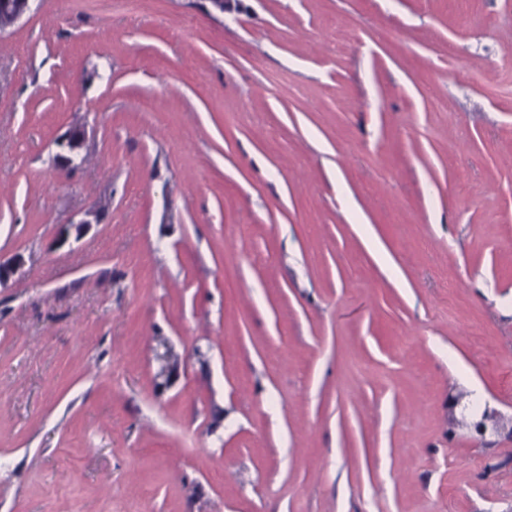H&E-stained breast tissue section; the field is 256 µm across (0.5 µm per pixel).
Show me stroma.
<instances>
[{
	"instance_id": "stroma-1",
	"label": "stroma",
	"mask_w": 512,
	"mask_h": 512,
	"mask_svg": "<svg viewBox=\"0 0 512 512\" xmlns=\"http://www.w3.org/2000/svg\"><path fill=\"white\" fill-rule=\"evenodd\" d=\"M17 257L0 512H512V0H35ZM460 414L458 424L474 431L486 443H490V438L498 436L508 426L512 434V416L509 420H505L500 414L489 409H485L480 415H475L465 404L462 405Z\"/></svg>"
}]
</instances>
